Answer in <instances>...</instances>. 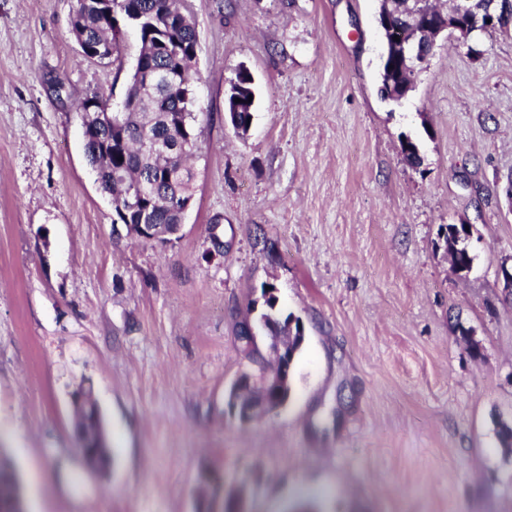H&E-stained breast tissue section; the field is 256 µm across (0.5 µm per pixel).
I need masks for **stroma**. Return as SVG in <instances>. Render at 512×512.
<instances>
[{"instance_id":"1","label":"stroma","mask_w":512,"mask_h":512,"mask_svg":"<svg viewBox=\"0 0 512 512\" xmlns=\"http://www.w3.org/2000/svg\"><path fill=\"white\" fill-rule=\"evenodd\" d=\"M74 3L0 0V458L27 512H196L243 462L250 512L303 487L322 512H512V24L442 41L396 103L378 0H186L203 143L160 245L116 223L77 114L124 98L139 39L122 65L85 60ZM242 68L243 136L225 114ZM462 223L459 275L437 233ZM268 283L305 340L287 406L245 426L225 393ZM86 389L104 474L75 430ZM234 78L238 87L237 95L227 99L226 112H236L239 126L246 132L252 120V109L255 102L254 86L249 75L244 72H237ZM249 95H252V101H249ZM235 98H239L240 103H235ZM110 100L111 98L106 96L104 92L95 91L80 103L78 109L81 110V112H108L106 113L107 118L115 122L121 114L123 107L124 109L126 108L127 99H124L122 106L115 112L110 111Z\"/></svg>"}]
</instances>
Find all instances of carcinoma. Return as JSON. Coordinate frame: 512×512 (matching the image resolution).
Here are the masks:
<instances>
[{
	"label": "carcinoma",
	"mask_w": 512,
	"mask_h": 512,
	"mask_svg": "<svg viewBox=\"0 0 512 512\" xmlns=\"http://www.w3.org/2000/svg\"><path fill=\"white\" fill-rule=\"evenodd\" d=\"M107 0H76L70 22L72 31L97 56L117 53V37L110 29L104 6ZM128 10L138 27L140 63L149 72L141 88L129 81L128 90L135 104L124 124H111L98 113L110 111V97L95 91L79 105L83 112H95L85 137V153L90 165L109 156L99 168L100 187L112 196V208L124 224H177L179 216L170 201L180 195L191 198L195 192V174L189 160L200 149L196 132L194 81L190 74L197 32L192 18L181 12V0H127ZM237 96L226 101V111L236 113L239 126L248 129L252 120L255 95L248 74H235ZM240 102H235V99ZM169 148L163 154L143 147V140ZM141 182L149 192L143 206L126 208L124 183ZM292 314L280 309H265L257 322L262 330L277 334L291 323ZM322 493L299 492L289 508L307 512V506L319 502ZM0 512H21L20 492L13 469L0 465ZM197 512H247V502L227 498L213 489L210 498L199 497Z\"/></svg>",
	"instance_id": "carcinoma-1"
}]
</instances>
